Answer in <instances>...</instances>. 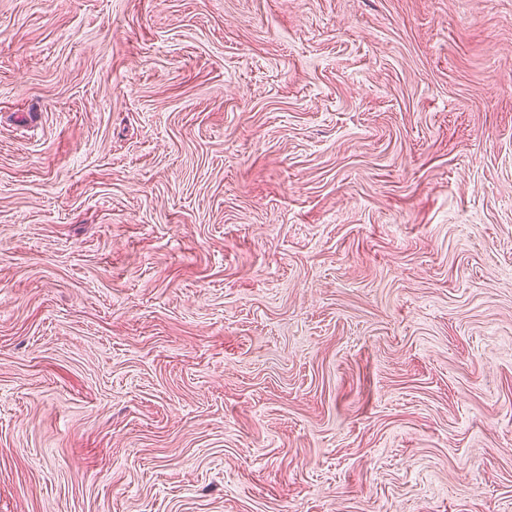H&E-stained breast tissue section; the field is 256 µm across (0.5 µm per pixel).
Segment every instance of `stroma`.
Returning a JSON list of instances; mask_svg holds the SVG:
<instances>
[{"mask_svg":"<svg viewBox=\"0 0 512 512\" xmlns=\"http://www.w3.org/2000/svg\"><path fill=\"white\" fill-rule=\"evenodd\" d=\"M0 512H512V0H0Z\"/></svg>","mask_w":512,"mask_h":512,"instance_id":"1","label":"stroma"}]
</instances>
